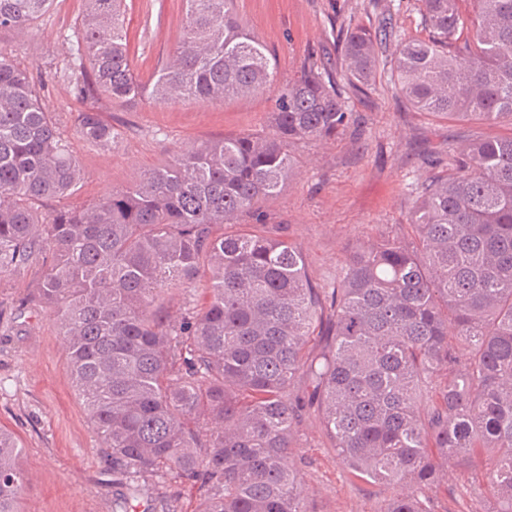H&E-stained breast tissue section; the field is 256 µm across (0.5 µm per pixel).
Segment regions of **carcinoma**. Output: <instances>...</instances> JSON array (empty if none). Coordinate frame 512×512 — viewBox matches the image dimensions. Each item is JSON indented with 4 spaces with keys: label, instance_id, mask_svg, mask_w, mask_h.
<instances>
[{
    "label": "carcinoma",
    "instance_id": "1",
    "mask_svg": "<svg viewBox=\"0 0 512 512\" xmlns=\"http://www.w3.org/2000/svg\"><path fill=\"white\" fill-rule=\"evenodd\" d=\"M52 0H0V33L33 28ZM67 78L114 104L223 102L277 80L236 0H185L182 34L148 83L131 68L123 0H86ZM428 41L390 60L413 108L512 125V0H421ZM381 40L340 43L343 76L375 79ZM336 81L309 65L275 100L272 131L224 135L80 208L83 171L43 109L40 86L0 48V278L41 266L36 298L68 346L71 382L112 480L129 495L175 473L199 483L198 512H308L288 462L304 408L320 403L337 455L359 478L393 484L380 512H432L448 459L497 457L489 512H512V136L467 138L450 173L420 186L414 235L358 243L329 285L302 248L245 215L298 173L295 144L344 132ZM81 136L119 133L94 109ZM204 288L179 321L172 288ZM310 392H296L297 380ZM24 448L0 427V512H22Z\"/></svg>",
    "mask_w": 512,
    "mask_h": 512
}]
</instances>
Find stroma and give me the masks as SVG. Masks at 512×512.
Masks as SVG:
<instances>
[{"label":"stroma","mask_w":512,"mask_h":512,"mask_svg":"<svg viewBox=\"0 0 512 512\" xmlns=\"http://www.w3.org/2000/svg\"><path fill=\"white\" fill-rule=\"evenodd\" d=\"M420 0H237L243 25L274 56L278 83L228 102L183 101L115 105L102 97L78 98L63 76L69 43L86 9L85 0H54L27 34L0 35L18 65L41 77L46 111L54 113L84 171L81 190L66 199L80 207L125 187L174 153L227 134L265 133L272 125L280 85L314 62L342 74L336 48L342 29L387 25L379 56L391 59L404 41L431 39ZM183 0H126L125 28L132 69L148 80L178 40ZM338 95L352 114L350 127L331 140H308L293 153L299 173L279 197L261 209V223L276 224L303 247L317 283L333 280L348 249L385 233L410 235L416 189L448 171V151L461 136L512 135L506 124H464L406 107L389 70L365 93L341 82ZM97 109L120 138L103 148L84 140L76 117ZM35 275L0 279V425L17 436L27 474L24 512H112L123 490L112 483V461L97 451L99 440L66 368V343L34 302ZM311 512H380L394 486L355 477L337 456L317 407L307 408L292 454ZM493 459L473 465L445 464L432 495L433 512H486L494 502L489 481ZM194 482L170 473L142 487L136 512H194Z\"/></svg>","instance_id":"stroma-1"}]
</instances>
